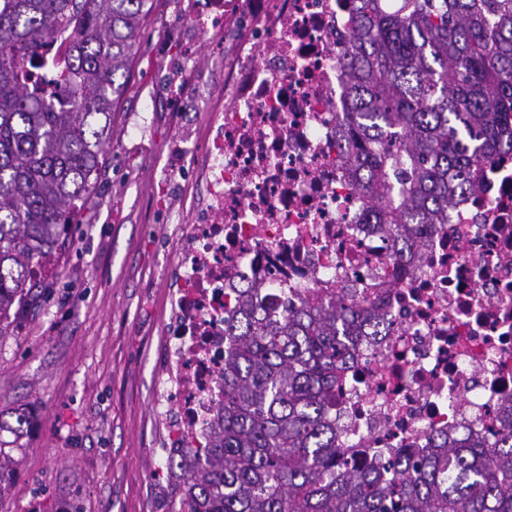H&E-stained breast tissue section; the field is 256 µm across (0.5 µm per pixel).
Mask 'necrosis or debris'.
Returning <instances> with one entry per match:
<instances>
[{"label": "necrosis or debris", "instance_id": "4bbe7bcc", "mask_svg": "<svg viewBox=\"0 0 512 512\" xmlns=\"http://www.w3.org/2000/svg\"><path fill=\"white\" fill-rule=\"evenodd\" d=\"M347 0H191L187 25L235 37L227 103L201 147V198L181 227L175 329L154 404L169 459L192 463L224 402L233 289L285 299L348 286L377 302L336 403L340 445L431 452L437 434L494 442L512 398V157L428 233L421 257L386 234L337 135Z\"/></svg>", "mask_w": 512, "mask_h": 512}]
</instances>
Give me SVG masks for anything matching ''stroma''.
<instances>
[{
    "mask_svg": "<svg viewBox=\"0 0 512 512\" xmlns=\"http://www.w3.org/2000/svg\"><path fill=\"white\" fill-rule=\"evenodd\" d=\"M191 0H153L112 113L103 169L75 217L48 290L0 336V434L10 464L0 512H177L160 477L164 425L153 412L170 336L179 226L190 172L169 149L202 140L224 104L233 40L184 26ZM186 89L172 112L173 79Z\"/></svg>",
    "mask_w": 512,
    "mask_h": 512,
    "instance_id": "stroma-1",
    "label": "stroma"
}]
</instances>
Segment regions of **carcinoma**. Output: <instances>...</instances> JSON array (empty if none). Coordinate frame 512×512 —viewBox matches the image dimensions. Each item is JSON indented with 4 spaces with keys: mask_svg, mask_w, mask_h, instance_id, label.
<instances>
[{
    "mask_svg": "<svg viewBox=\"0 0 512 512\" xmlns=\"http://www.w3.org/2000/svg\"><path fill=\"white\" fill-rule=\"evenodd\" d=\"M149 0H0V336L47 287L70 217L93 191L112 110ZM66 102L20 85L18 53L58 34ZM339 124L358 190L384 230L420 245L512 153V0H351ZM240 288L224 318V406L208 446L179 468L180 512H512V399L501 443L434 437L414 463L336 443V387L364 308L349 288L272 318Z\"/></svg>",
    "mask_w": 512,
    "mask_h": 512,
    "instance_id": "cac0c4a2",
    "label": "carcinoma"
}]
</instances>
